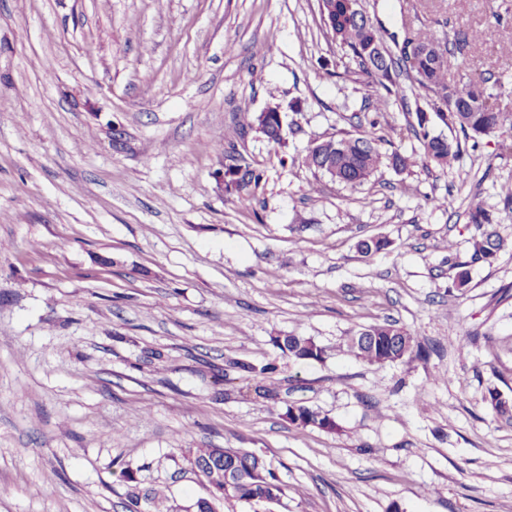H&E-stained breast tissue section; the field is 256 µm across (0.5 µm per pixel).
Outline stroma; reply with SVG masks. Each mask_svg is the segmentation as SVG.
<instances>
[{"label": "stroma", "instance_id": "stroma-1", "mask_svg": "<svg viewBox=\"0 0 512 512\" xmlns=\"http://www.w3.org/2000/svg\"><path fill=\"white\" fill-rule=\"evenodd\" d=\"M362 4L399 42L483 29L448 80L501 75L492 102L512 115L504 0ZM275 105L282 144L239 133ZM425 106L360 71L318 0H0V512H129L149 490L186 504L206 494L193 448L253 450L288 489L224 512H512V419L489 398L512 407V135L433 115L452 167L385 164L356 187L304 163L342 132L421 154ZM244 163L264 173L248 206L224 181ZM475 199L505 247L459 291L448 254L468 256ZM377 235L391 248L362 256ZM385 321L428 357L345 351ZM286 334L325 356L289 363ZM243 362L277 370L249 380ZM293 409H295V412H293ZM286 415L292 423L301 426H314L327 432L335 431L336 428L335 423L330 418L322 417L319 413L304 406L289 407Z\"/></svg>", "mask_w": 512, "mask_h": 512}]
</instances>
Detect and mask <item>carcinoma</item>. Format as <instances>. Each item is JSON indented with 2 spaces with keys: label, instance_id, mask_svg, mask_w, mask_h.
<instances>
[{
  "label": "carcinoma",
  "instance_id": "carcinoma-1",
  "mask_svg": "<svg viewBox=\"0 0 512 512\" xmlns=\"http://www.w3.org/2000/svg\"><path fill=\"white\" fill-rule=\"evenodd\" d=\"M320 12L329 16L331 29L336 31L332 38L341 46L348 48L352 60L366 75L378 77L377 71L386 72V79L379 83L390 93H402L400 76L417 83L429 97V107L446 124L460 128L470 138L488 136L507 130L512 132V118L495 110L490 102L492 93L489 84H498L495 74L487 72L469 80L464 86V95L448 96V102L442 104L432 94L436 88H448V57L465 56V50L483 41V32L479 28L464 29L452 40L438 37L432 30L424 29L413 34L423 51L410 58L405 50L393 53L384 46H379L377 55L371 57L366 49L374 40L381 39L362 6L352 0H332L319 3ZM418 129L416 136L423 144V154L419 157L404 155L393 151L389 155L381 153L378 139L371 134L360 136H340L329 139L315 140L311 143L305 157L306 166L315 171L323 172L325 165L336 167V181L350 186L363 184L374 174L383 162H388L396 171H406L418 164L428 166L434 164L440 168L448 167L458 156L459 149L443 141L439 136L428 130L425 113H417ZM262 133L268 141L278 144L282 140V132L277 119V112L269 110ZM248 180L238 189L239 198L250 200L251 188H256L263 179V174L244 165ZM468 223L475 230L468 259L461 261L453 253V246H448V261L458 268V286L469 283V267L477 264H492L504 246L503 239L494 229L497 223L493 214L479 203H472L467 211ZM364 246V254L371 255L387 250L391 242L384 237H371L360 241ZM367 336L356 333L346 344L347 352L368 363H379L385 357L393 363L425 354L414 336L395 323L375 324L367 327ZM276 346L282 355L300 360H318L321 355L313 350L315 342L305 336L296 334L279 336ZM288 419L301 426H314L323 431L335 430V423L328 417L304 406L288 408ZM213 462L206 468L202 478L209 485L221 490L220 499L216 501L217 512H224V505L234 502L260 503L271 494V488H277L281 482L276 477L270 464L265 459H257L255 452L246 448H197L192 452L190 464ZM249 461L259 466L262 477L241 480L231 470L234 462Z\"/></svg>",
  "mask_w": 512,
  "mask_h": 512
}]
</instances>
